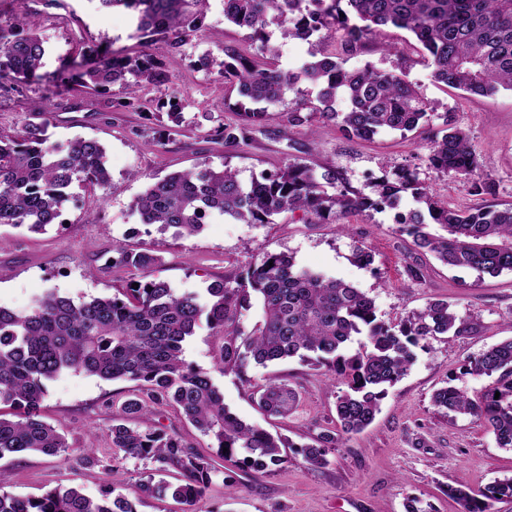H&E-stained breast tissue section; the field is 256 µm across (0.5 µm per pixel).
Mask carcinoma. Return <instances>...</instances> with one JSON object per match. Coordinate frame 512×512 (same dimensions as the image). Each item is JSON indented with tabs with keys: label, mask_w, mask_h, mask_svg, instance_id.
I'll return each instance as SVG.
<instances>
[{
	"label": "carcinoma",
	"mask_w": 512,
	"mask_h": 512,
	"mask_svg": "<svg viewBox=\"0 0 512 512\" xmlns=\"http://www.w3.org/2000/svg\"><path fill=\"white\" fill-rule=\"evenodd\" d=\"M105 8L124 7L134 15L133 37L143 47L134 56L99 41L78 56L61 60L51 75L40 73L45 40L37 14L26 8L0 20V88L48 83L67 93L105 95L118 85L125 96L110 100L114 112H143L140 89L150 86L167 96L172 75L150 52L155 40L182 53L204 27L209 0H96ZM224 20L249 30L247 54L224 45V59H198L237 86L247 107L240 121L223 122L210 137L224 147H238L251 133L274 119L269 106L292 94L290 128L314 136L320 126L334 125L346 136L369 141L383 131L405 136L423 126L433 111L419 88L403 76L372 64L350 70L344 56L360 50L378 27L407 31L422 51L436 82L471 95L491 96L512 90V0H224ZM279 27L289 38L308 45L309 59L298 72L264 66L279 46L266 33ZM340 34L342 53L325 50L327 34ZM316 88L312 99L300 85ZM343 99L347 107H336ZM426 162L445 176L461 179L471 194L495 195V184L478 173L479 163L467 132L452 123L427 137ZM76 179L100 187L111 181L106 153L99 141L76 137L50 140L46 125L31 120L11 132L0 129V226L39 233L57 223L68 189ZM411 197L416 206L404 213L399 230L414 247L429 252L450 268L497 277L512 273V205L489 204L462 210L442 201L415 170L397 167L374 178L368 193L354 189L335 168L321 173L304 159L287 157L270 171L244 182L226 167L204 168L157 177L132 202L141 223L173 230L176 238L196 235L211 217L239 224H270L283 213L302 212L323 223L349 230L343 219L353 214L395 210ZM438 226L441 232L431 231ZM112 266L137 277L138 286L121 295L76 301L54 290L37 297L29 309L0 305V459L40 453L70 462L103 464L122 457L148 461L158 473L180 472L177 484L154 479L139 485L142 496H166L197 512L213 477L214 457L243 455V462L267 473L284 462L292 444L258 425L240 419L224 405L209 372L183 358V343L206 322L223 339L219 362L224 371L249 381L253 366L298 359L345 386L337 397L338 429L301 446L306 464L324 467L328 449L342 436L368 427L387 396L417 359L416 350L437 336H472L479 327L473 309L458 311L435 300L396 321L377 317L374 300L342 279L302 268L285 253H267L247 269L211 282L205 294L178 293L151 278L161 258L149 250L112 248ZM361 336L359 348L349 350ZM469 374L493 378L480 393L448 384L432 397L449 413L480 420L501 448H512V339L468 358ZM84 371L105 380L137 383L141 394L126 400L112 415V456L102 460L96 448H70L63 435L42 419L46 383L65 371ZM258 405L270 417L286 418L300 403L299 393L270 381L258 390ZM499 398H494V395ZM158 405H170L216 443L206 455L175 431L131 425L146 419ZM106 484L97 497L81 488H54L40 496L17 498L0 492V512H136L127 499L112 497ZM448 497L458 512H489L491 503L512 497V476L497 479L474 493L453 485Z\"/></svg>",
	"instance_id": "obj_1"
}]
</instances>
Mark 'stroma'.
Listing matches in <instances>:
<instances>
[{
	"label": "stroma",
	"instance_id": "1",
	"mask_svg": "<svg viewBox=\"0 0 512 512\" xmlns=\"http://www.w3.org/2000/svg\"><path fill=\"white\" fill-rule=\"evenodd\" d=\"M39 14L46 41L44 73H53L63 58L75 51L76 38L108 39L114 47L136 54L133 23L121 9H96L93 0H30ZM206 33L196 37L184 53L169 52L163 42L153 50L175 76L181 95L192 100L172 140L154 138L156 120L141 112H109L98 95L53 96L39 122L57 141L76 137L98 139L106 150L112 180L107 187L74 182L58 223L32 233L23 228L0 227L6 244L0 249V304L28 309L48 289L75 299L111 296L128 288L132 277L111 266L113 244L147 247L162 259L152 272L181 292H201L218 278L240 272L265 253L292 255L299 266L352 283L375 301L379 317L392 321L434 300L457 308L475 305L481 326L473 336L428 339L415 364L381 404L374 422L363 432L344 437L328 453L329 463L313 468L303 462L297 446L327 429H335V405L340 385L322 371L292 359L268 367H253L250 382L223 373L217 364L220 341L207 324H200L184 343V358L207 370L224 396L225 405L243 420L255 423L291 444L287 462L267 473L250 471L241 458L218 461L203 503L208 512H406L408 499L420 500L424 512H458L448 499L447 485L482 490L495 479L512 475V450L498 447L484 424L471 417L437 410L432 395L454 382L471 391L489 385L487 377L463 373V362L485 348L512 338V274L481 276L452 270L432 255L415 251L401 235L391 212L352 215L347 235L335 225L309 221L302 213L279 216L272 224H234L214 221L195 236L174 238L171 232L140 223L131 209L151 177L184 171L198 165L237 169L250 180L261 170L298 156L315 167H336L357 189H366L382 170L397 166L416 168L444 201L479 206L483 200L468 195L462 180L447 178L428 168L421 136L383 132L373 141L349 140L333 126L323 128L317 140L306 131L288 128V103L267 131L254 133L247 145L228 149L209 141L211 124L204 111L220 104L225 119H234L240 97L223 79L198 68V56H221L223 44L244 47L248 30L224 19L222 0H210ZM389 71H405L434 104L429 126L441 128L451 121L471 139L483 173L496 183L494 200L512 204V92L472 96L434 81L420 52L400 29L379 28L356 54L348 56L350 69L365 63ZM372 252L371 268L358 266L355 247ZM420 268L421 279L410 271ZM275 379L297 389L302 397L287 418L263 415L253 401L254 385ZM136 392L129 381H108L82 371H70L48 382L42 403L44 421L62 433L74 448L108 450L112 416L106 404L120 406ZM147 470L142 461L124 459L116 474L87 467L79 460L61 463L40 454H22L0 460V491L19 498L41 495L56 487L77 486L90 496L106 483L132 501L137 512H183L172 498H138L136 484Z\"/></svg>",
	"mask_w": 512,
	"mask_h": 512
}]
</instances>
